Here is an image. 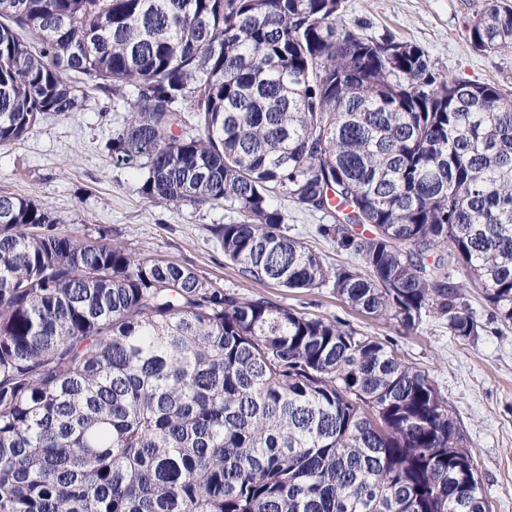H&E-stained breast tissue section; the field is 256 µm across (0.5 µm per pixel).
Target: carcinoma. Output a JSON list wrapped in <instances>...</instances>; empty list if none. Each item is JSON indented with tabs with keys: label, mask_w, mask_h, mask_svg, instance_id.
I'll return each instance as SVG.
<instances>
[{
	"label": "carcinoma",
	"mask_w": 512,
	"mask_h": 512,
	"mask_svg": "<svg viewBox=\"0 0 512 512\" xmlns=\"http://www.w3.org/2000/svg\"><path fill=\"white\" fill-rule=\"evenodd\" d=\"M344 0H0V147L90 89L151 202L227 206L245 279L332 285L413 330L512 325V93L342 19ZM512 48V7L476 15ZM329 211L326 267L276 199ZM467 278L457 282L452 271ZM0 512H489L429 378L335 319L61 231L0 193Z\"/></svg>",
	"instance_id": "obj_1"
}]
</instances>
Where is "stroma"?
Here are the masks:
<instances>
[{
    "label": "stroma",
    "mask_w": 512,
    "mask_h": 512,
    "mask_svg": "<svg viewBox=\"0 0 512 512\" xmlns=\"http://www.w3.org/2000/svg\"><path fill=\"white\" fill-rule=\"evenodd\" d=\"M507 0H345L344 19L376 39L392 35L425 48L449 76L495 83L512 90V50L479 52L469 26L477 13ZM98 95L93 109L50 115L15 144L0 148V192L33 199L55 212L62 231L105 233L113 244L141 257L192 269L214 286L248 298H265L312 316L335 318L357 334L394 349L409 366L429 375L448 403L466 446L472 450L492 512H512V329L491 316L481 293L466 303L482 331L462 339L446 320L426 316L415 330L366 317L336 296L332 286L289 291L274 282L241 278L224 258L217 225L237 220L224 206L151 203L139 192L141 159L108 151L134 100ZM290 233L319 253L327 267L351 265L315 229L328 223L320 213L297 210L288 201Z\"/></svg>",
    "instance_id": "obj_1"
}]
</instances>
